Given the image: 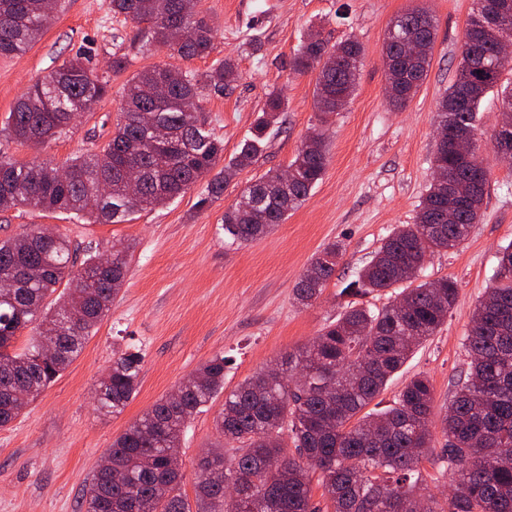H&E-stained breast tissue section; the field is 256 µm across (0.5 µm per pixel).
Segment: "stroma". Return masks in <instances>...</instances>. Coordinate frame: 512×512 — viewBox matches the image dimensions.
Masks as SVG:
<instances>
[{"label": "stroma", "mask_w": 512, "mask_h": 512, "mask_svg": "<svg viewBox=\"0 0 512 512\" xmlns=\"http://www.w3.org/2000/svg\"><path fill=\"white\" fill-rule=\"evenodd\" d=\"M417 6L432 14L437 34L422 85L407 107L396 111L386 99L384 41L391 21ZM198 8L216 32L207 57L186 59L165 48L142 53L134 24L113 14L106 0H65L29 50L0 57V147L21 163L48 161L62 167L102 147L119 119L128 82L153 65L202 72L224 56L236 59L239 77L232 87L221 95L207 90L200 97L209 128L224 142V164L249 136L270 94L288 101L264 154L239 172L220 198H207L199 183L126 224H98L28 207L0 210V240L49 226L94 252L120 242L133 245L111 314L22 417L0 429V512H81L83 492L113 439L202 362L224 355V387L230 390L308 346L350 304L343 289L381 240L397 225L414 222L432 179L437 101L455 78L472 0H198ZM313 28L330 45L357 40L364 53L352 99L327 123L326 171L284 224L252 243L227 244L225 211L247 185L269 171L286 169L317 122L314 77L291 67ZM79 53L89 58L95 75L108 79L107 95L45 144L10 139L3 126L17 100ZM116 55L127 60L118 73L110 68ZM500 112V95L487 93L477 135L481 154L490 159L484 216L461 245L432 256L420 274L424 281L454 280L456 303L440 331L413 353L379 397L381 404H389L413 375L430 378L437 436L422 469L427 493L440 499L449 486L448 476L440 472L445 445L440 420L457 378L468 369L462 337L477 301L493 282L499 247L512 242V163L490 157ZM333 240L345 245L336 274L316 303L300 306L294 286L312 256ZM126 345L144 355L139 390L122 414L107 418L96 412L94 395L115 350ZM221 407L217 401L210 411L195 415L182 439L181 491L187 499L195 497L201 453L218 441L213 417Z\"/></svg>", "instance_id": "stroma-1"}]
</instances>
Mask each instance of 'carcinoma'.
Returning <instances> with one entry per match:
<instances>
[{
	"mask_svg": "<svg viewBox=\"0 0 512 512\" xmlns=\"http://www.w3.org/2000/svg\"><path fill=\"white\" fill-rule=\"evenodd\" d=\"M41 2L0 0V57L25 52L53 20ZM481 2L473 0L455 79L437 104L450 139L476 133L481 100L498 86L506 108L500 125L512 127V87L501 86L512 65L498 60L501 39H512V14L481 30ZM107 5L139 26L147 51L162 46L192 58L214 48L213 26L190 0ZM392 25L423 48V58L414 62L399 46H384L389 105L398 110L426 77L436 27L424 8L395 17ZM362 55L356 41L330 47L318 32L307 33L292 66L315 75L314 105L322 116L336 112V98L353 95ZM86 61L79 54L34 84L10 112L8 135L43 144L104 97L107 81L94 76ZM238 77L236 61L227 56L202 73L163 65L138 72L100 151L71 160L61 172L47 162L18 163L0 150V210L25 205L125 224L203 179L207 196L220 197L237 171L255 163L269 129L287 109L281 98H269L237 155L214 171L224 145L206 127L197 101L200 91L222 94ZM144 111L167 131L171 147H154L138 120ZM328 154L326 134L316 128L288 166V186L278 188L277 171L247 186L224 212L231 244L250 243L283 223L322 179ZM124 165L142 172L133 197L120 178ZM432 167L448 170V184L432 181L415 222L397 226L343 288L356 296L399 290L392 301L377 311L347 305L277 371L264 379L253 375L228 392L224 356L202 363L176 393L159 399L112 441L86 489L85 512H191L181 492L182 463L171 451L191 418L221 393L223 407L213 424L222 442L197 463L196 512H320L311 495L315 475L331 512H512V243L501 248L495 280L473 311L463 340L471 362L442 419L448 447L441 469L452 475L444 503L419 494L426 482L421 464L433 439L430 379L416 374L391 406L365 411L415 349L439 332L455 304V281L416 283L425 262L456 248L482 216L489 166L478 149L459 156L452 143L437 144ZM343 250L341 242H329L312 259L294 289L298 304L319 299ZM127 265L125 247L79 259L68 237L45 235L38 227L0 242V279L24 283L12 293L0 288V428L15 421L80 354L109 316ZM27 328L25 348L12 349L15 336ZM45 339L56 346L47 359L41 358ZM142 360L135 347L115 353L96 390L99 414L124 411L139 387ZM290 442L294 456L288 454Z\"/></svg>",
	"mask_w": 512,
	"mask_h": 512,
	"instance_id": "cac0c4a2",
	"label": "carcinoma"
}]
</instances>
